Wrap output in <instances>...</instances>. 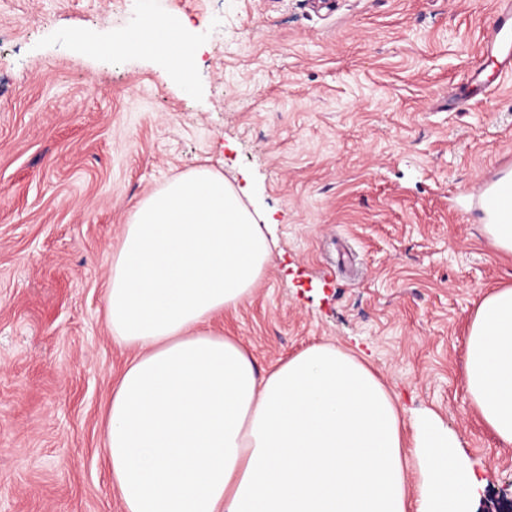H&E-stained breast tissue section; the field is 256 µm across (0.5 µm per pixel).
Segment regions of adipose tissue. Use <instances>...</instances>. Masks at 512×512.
<instances>
[{"label": "adipose tissue", "instance_id": "ef3b65f1", "mask_svg": "<svg viewBox=\"0 0 512 512\" xmlns=\"http://www.w3.org/2000/svg\"><path fill=\"white\" fill-rule=\"evenodd\" d=\"M160 16L115 50L163 56L193 88L189 22ZM246 188L191 170L134 206L112 252L105 321L134 348L106 413L104 455L125 512H477L483 483L434 412L404 425L351 352L311 346L269 371L213 319L252 295L274 255ZM465 382L512 445V288L469 326Z\"/></svg>", "mask_w": 512, "mask_h": 512}]
</instances>
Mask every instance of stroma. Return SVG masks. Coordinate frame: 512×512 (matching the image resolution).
<instances>
[{
    "mask_svg": "<svg viewBox=\"0 0 512 512\" xmlns=\"http://www.w3.org/2000/svg\"><path fill=\"white\" fill-rule=\"evenodd\" d=\"M496 0H0V512H124L104 414L132 349L104 298L133 206L206 167L273 213L274 263L214 326L261 369L314 344L362 357L512 497L465 387L480 300L512 286L472 194L512 162V76L479 52ZM187 17L165 59L88 56L145 13ZM481 71L483 82L470 76ZM463 110H449L451 95Z\"/></svg>",
    "mask_w": 512,
    "mask_h": 512,
    "instance_id": "35a3bbf8",
    "label": "stroma"
}]
</instances>
